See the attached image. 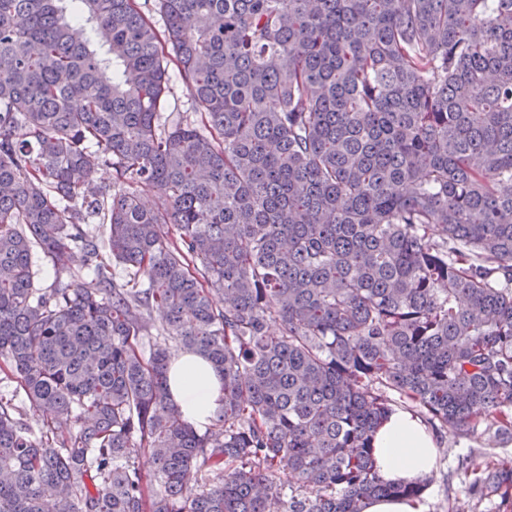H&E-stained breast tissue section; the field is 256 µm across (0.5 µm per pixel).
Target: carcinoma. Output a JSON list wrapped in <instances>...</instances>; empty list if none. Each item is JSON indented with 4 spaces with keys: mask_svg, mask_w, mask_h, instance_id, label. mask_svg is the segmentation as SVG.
<instances>
[{
    "mask_svg": "<svg viewBox=\"0 0 512 512\" xmlns=\"http://www.w3.org/2000/svg\"><path fill=\"white\" fill-rule=\"evenodd\" d=\"M154 2L0 0V369L45 417L0 397V512L420 493L374 469L394 407L512 430V0ZM171 62L201 130L158 128ZM35 246L95 287H36ZM173 345L224 379L203 433Z\"/></svg>",
    "mask_w": 512,
    "mask_h": 512,
    "instance_id": "obj_1",
    "label": "carcinoma"
}]
</instances>
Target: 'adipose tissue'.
<instances>
[{
    "label": "adipose tissue",
    "instance_id": "obj_1",
    "mask_svg": "<svg viewBox=\"0 0 512 512\" xmlns=\"http://www.w3.org/2000/svg\"><path fill=\"white\" fill-rule=\"evenodd\" d=\"M169 389L183 418L197 428L207 426L224 397L221 374L203 357L175 352L169 363ZM374 448L378 476L394 485L414 484L436 467L438 444L422 419L412 411L393 408L376 430Z\"/></svg>",
    "mask_w": 512,
    "mask_h": 512
}]
</instances>
